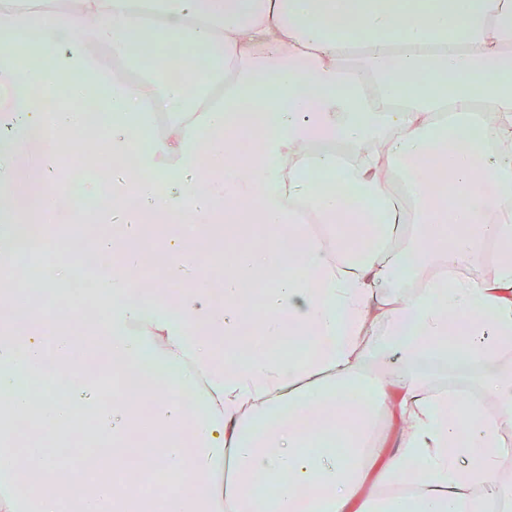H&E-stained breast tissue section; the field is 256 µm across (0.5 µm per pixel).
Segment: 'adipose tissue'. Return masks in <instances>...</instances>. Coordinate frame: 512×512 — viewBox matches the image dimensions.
Masks as SVG:
<instances>
[{"instance_id": "1", "label": "adipose tissue", "mask_w": 512, "mask_h": 512, "mask_svg": "<svg viewBox=\"0 0 512 512\" xmlns=\"http://www.w3.org/2000/svg\"><path fill=\"white\" fill-rule=\"evenodd\" d=\"M0 11L44 19L37 59L0 66L14 94L0 193L17 212L57 192L46 145L75 131L70 113L33 108L30 90L56 91L58 71L112 59L107 119L125 133L112 144L117 233L90 247L108 252L120 238L129 248L126 273L101 280L103 365L121 380L151 353L162 392L150 463L196 473L160 505L132 501L123 480L92 494L73 479L61 498L53 459L30 452L0 485V512L21 500L30 512L65 502L70 512H309L314 490L323 512H512V0H0ZM139 31L194 46L205 80L174 75L167 54L144 59ZM146 107L160 130L132 126ZM145 140L125 168L130 144ZM159 169L178 176L180 195H158L149 175ZM323 176L333 188L321 189ZM129 194L147 206L128 209ZM220 206L265 238L239 253L217 301L197 285L184 223ZM299 206L313 223H289ZM152 224L165 227L154 248L165 273L144 288L133 270ZM492 243L493 280L451 276ZM297 246L304 274L291 271ZM169 279L181 281L177 295ZM8 317L19 329L0 339V395L27 412L18 373L69 369L68 401L39 412L57 430L70 404L91 399L60 334L74 321L14 305ZM251 326L264 350L240 346ZM377 360L391 375L351 407ZM463 369L481 403L443 387ZM199 384L202 412L191 415L181 397ZM134 422L129 397L113 399L98 426L115 454L136 446ZM33 477L45 487L35 499ZM259 482L278 493L254 496Z\"/></svg>"}]
</instances>
